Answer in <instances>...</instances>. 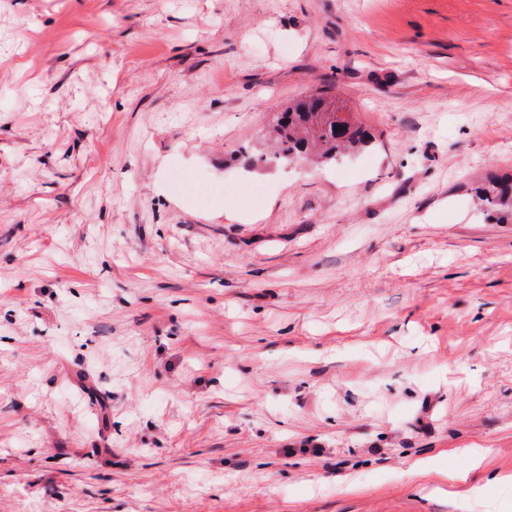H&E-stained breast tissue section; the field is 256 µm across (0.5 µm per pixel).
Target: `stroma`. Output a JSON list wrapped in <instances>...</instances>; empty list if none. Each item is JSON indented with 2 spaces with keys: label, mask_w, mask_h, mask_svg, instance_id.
<instances>
[{
  "label": "stroma",
  "mask_w": 512,
  "mask_h": 512,
  "mask_svg": "<svg viewBox=\"0 0 512 512\" xmlns=\"http://www.w3.org/2000/svg\"><path fill=\"white\" fill-rule=\"evenodd\" d=\"M504 173L512 0H0V512H512ZM341 112L336 98L312 94L279 113L276 122L278 151L275 159L290 163L313 157L317 163H335L337 158L358 152L371 141L370 132ZM335 126L344 127L337 130ZM479 197L500 224L512 223V176L489 179L479 191Z\"/></svg>",
  "instance_id": "35a3bbf8"
}]
</instances>
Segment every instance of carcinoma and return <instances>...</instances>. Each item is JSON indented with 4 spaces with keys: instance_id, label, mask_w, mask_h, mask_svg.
I'll list each match as a JSON object with an SVG mask.
<instances>
[{
    "instance_id": "1",
    "label": "carcinoma",
    "mask_w": 512,
    "mask_h": 512,
    "mask_svg": "<svg viewBox=\"0 0 512 512\" xmlns=\"http://www.w3.org/2000/svg\"><path fill=\"white\" fill-rule=\"evenodd\" d=\"M276 132L275 159L284 163L312 157L320 164H331L371 141L367 129L342 112L335 98L322 93L288 106L277 119ZM479 197L499 223H512V176L489 179Z\"/></svg>"
}]
</instances>
